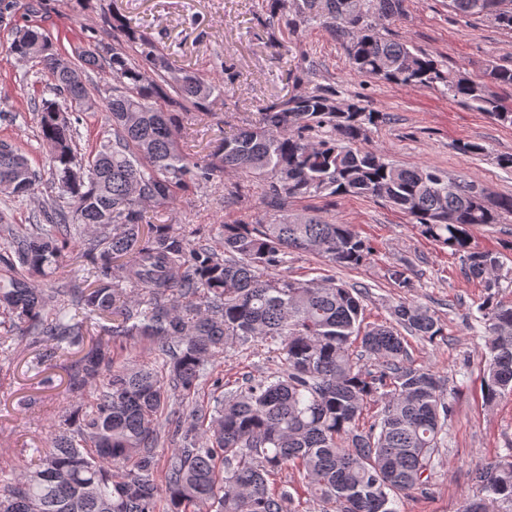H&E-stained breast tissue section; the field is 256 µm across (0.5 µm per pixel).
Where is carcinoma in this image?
I'll use <instances>...</instances> for the list:
<instances>
[{
  "label": "carcinoma",
  "instance_id": "1",
  "mask_svg": "<svg viewBox=\"0 0 512 512\" xmlns=\"http://www.w3.org/2000/svg\"><path fill=\"white\" fill-rule=\"evenodd\" d=\"M449 6L512 30V0ZM404 9L405 0H267L271 22L324 27L353 74L436 88L512 124V110L490 90L512 86V67L492 65L484 81L443 70L386 26ZM110 30L112 41L78 50L73 67L32 25L16 29L10 46L53 82L33 115L45 163L36 168L0 141V316L37 349L42 385H54L61 357L77 354L66 369L68 391L92 396L55 429L50 448L33 449L31 469L15 476L0 467V512H287L288 486L270 487L285 466L327 505L322 512H398L400 496L430 482L452 414L445 380L413 364L402 332L433 342L444 336L441 320L401 298L395 323H368L367 289L332 276L275 274L291 251L342 268L372 252L351 224L282 209L298 196L382 199L458 254L463 276L490 292L512 282V269L471 250L469 229L512 214V196L476 197L471 181L362 148L384 115L340 102L330 83L269 103L255 123L193 156L181 139L185 118L221 85L174 68L147 33L117 15ZM88 70L108 84L100 104L88 92ZM99 105L109 130L83 147L71 115ZM229 173L244 175L230 193L236 203L248 202L257 180L280 216L221 225V250L163 220L179 193ZM43 184L52 202L26 224L9 223L10 207ZM73 243L86 258L85 286L38 287ZM479 313L481 390L492 408L512 395V306L489 295ZM131 336L154 344L164 372L120 360L115 347ZM248 343L275 354V368L231 388L217 378L209 401L197 403L210 367ZM364 356L373 367L359 366ZM380 402L373 421L361 423ZM167 444L177 450L162 458ZM475 480L481 494L461 512H512V448L478 466Z\"/></svg>",
  "mask_w": 512,
  "mask_h": 512
}]
</instances>
